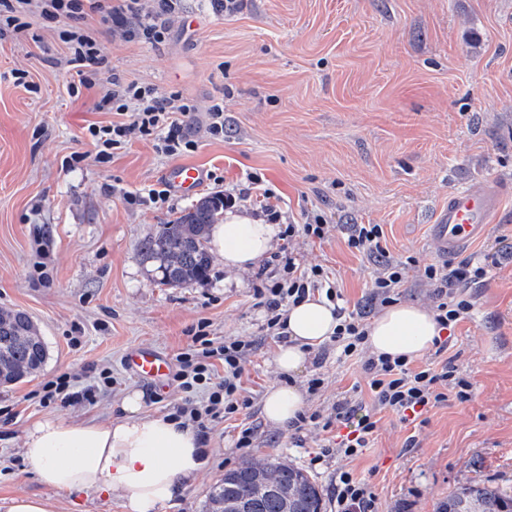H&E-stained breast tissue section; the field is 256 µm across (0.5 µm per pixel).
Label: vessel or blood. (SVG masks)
Segmentation results:
<instances>
[{"label": "vessel or blood", "mask_w": 512, "mask_h": 512, "mask_svg": "<svg viewBox=\"0 0 512 512\" xmlns=\"http://www.w3.org/2000/svg\"><path fill=\"white\" fill-rule=\"evenodd\" d=\"M162 177L173 192L190 196L201 189L205 172L192 163H176ZM500 204L499 187L487 183L450 194L447 206L437 211L433 224V236L440 251L451 254L484 237ZM125 363L134 376L158 386L164 385L170 374V362L148 348H130Z\"/></svg>", "instance_id": "b4317fda"}]
</instances>
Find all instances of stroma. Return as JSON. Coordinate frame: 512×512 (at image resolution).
<instances>
[{
  "mask_svg": "<svg viewBox=\"0 0 512 512\" xmlns=\"http://www.w3.org/2000/svg\"><path fill=\"white\" fill-rule=\"evenodd\" d=\"M97 37L111 73L124 80L179 93L200 117L223 99V137L200 120L197 147L182 156L205 170L203 194H233L235 213L261 221L269 189L279 228L321 214L332 230L322 240L278 236L245 271L226 270L216 256L207 281L158 285L141 243L192 203L176 193L162 204L146 200L172 158L135 139L109 163L67 167L73 153L89 149L86 125L112 113L94 110V93L69 96L72 76L41 20L27 34L1 36L0 308L31 317L48 359L38 373L0 385V460L11 462L0 468V499L54 494L19 448L37 418L114 417L130 390L141 392L149 412L201 401L174 380L158 390L124 362L133 345L175 360L200 328L216 341H252L242 376L252 406L211 422L208 469L164 512H202L225 471L258 456L307 469L325 495L323 512L334 510L340 470L370 482L378 512H434L463 484L512 488V252L499 250L500 240L512 242V0H243L232 14L209 0H184L161 44L126 42L102 26ZM16 69L29 72L38 93L14 84ZM253 172L262 184L249 182ZM489 180L502 200L487 236L442 254L430 236L437 210L449 194ZM130 194L140 204H129ZM348 224L382 225L389 258L406 264L403 302L433 305L421 264L491 252L498 262L470 286L473 314L448 346L473 383L471 400L437 404L421 422L379 412L369 448L313 467L324 432L299 440L262 414L267 389L285 377L254 287L282 277L277 256L288 246L300 267L328 271L348 308L366 310L381 260L348 248ZM322 349L321 364L306 362L293 382L306 388L321 376L305 410L327 415L365 379L360 360H340L328 342ZM64 373L75 389L96 386L94 402H41L43 384ZM104 373L112 385L102 386ZM361 399L373 408L370 391ZM246 425L254 435L241 448Z\"/></svg>",
  "mask_w": 512,
  "mask_h": 512,
  "instance_id": "stroma-1",
  "label": "stroma"
}]
</instances>
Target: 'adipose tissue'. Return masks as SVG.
<instances>
[{
  "label": "adipose tissue",
  "instance_id": "adipose-tissue-1",
  "mask_svg": "<svg viewBox=\"0 0 512 512\" xmlns=\"http://www.w3.org/2000/svg\"><path fill=\"white\" fill-rule=\"evenodd\" d=\"M279 233L275 224L227 214L210 231L215 253L230 270L252 266ZM288 342L279 344L274 362L283 375L295 374L307 350L333 335L337 320L325 297L308 296L286 312ZM440 328L432 310L402 302L390 305L367 325L371 354L418 359L431 350ZM305 395L291 384L268 389L263 415L273 426L294 421ZM120 418L77 421L44 416L25 430L22 451L52 498L0 499V512H56L59 500L104 493L120 499L126 512H162L205 472L208 447L194 428L169 413L147 414L139 392L125 394Z\"/></svg>",
  "mask_w": 512,
  "mask_h": 512
}]
</instances>
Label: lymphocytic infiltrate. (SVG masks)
<instances>
[{
	"label": "lymphocytic infiltrate",
	"instance_id": "f902f5d3",
	"mask_svg": "<svg viewBox=\"0 0 512 512\" xmlns=\"http://www.w3.org/2000/svg\"><path fill=\"white\" fill-rule=\"evenodd\" d=\"M180 7L181 0H0V33L26 32L31 19H40L61 45L64 66L75 74L69 85L70 95L77 98L83 92L95 91L97 110L115 114V121L93 122L86 128L95 162H109L135 137H156V149L174 157L196 147L192 135L195 105L179 94L164 93L109 74L101 43L88 21L96 17L119 27L124 39L158 44L165 38L170 17ZM495 263V257L487 255L455 266L445 263L423 266L421 277L433 289L435 319L440 329L454 331L469 318L473 301L465 286L481 282ZM283 270L285 276L280 281L255 289L258 304L267 313V328L275 331L279 341H286V307L324 292L337 305L339 323L333 337L336 350L344 359L361 358L367 385L374 396V411L419 416L451 398L460 402L471 400L473 384L451 360L416 366L402 356L366 354L363 314L342 306L341 293L322 267L304 269L289 257ZM250 347V342L244 340L234 338L217 344L199 334L178 355L175 379L182 390L207 393L205 402L190 404L188 408L200 435H207L209 421L250 407L251 401L241 386L244 355ZM373 413L363 411L357 396L352 395L337 402L329 416L317 411L299 414L292 428L298 433L311 429L325 432L336 423L349 425V432L336 445H325L322 453L328 456L337 451L354 456L371 440L376 427ZM332 498L335 512H377V496L372 485L347 472L337 475Z\"/></svg>",
	"mask_w": 512,
	"mask_h": 512
}]
</instances>
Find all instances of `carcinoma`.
<instances>
[{"label":"carcinoma","instance_id":"cac0c4a2","mask_svg":"<svg viewBox=\"0 0 512 512\" xmlns=\"http://www.w3.org/2000/svg\"><path fill=\"white\" fill-rule=\"evenodd\" d=\"M224 212V197L203 196L179 217L159 224L142 245L143 260L158 284L180 286L208 279L209 232ZM45 343L30 317L0 309V383L19 382L45 365ZM322 512L323 490L302 469L276 457L246 460L224 473L210 490L205 512ZM435 512H512V492L494 484L461 485L436 504Z\"/></svg>","mask_w":512,"mask_h":512}]
</instances>
